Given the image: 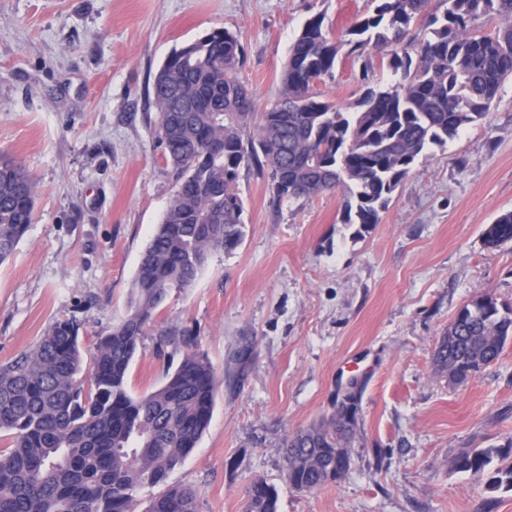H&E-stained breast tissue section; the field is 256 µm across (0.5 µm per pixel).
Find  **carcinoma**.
<instances>
[{"label":"carcinoma","instance_id":"cac0c4a2","mask_svg":"<svg viewBox=\"0 0 512 512\" xmlns=\"http://www.w3.org/2000/svg\"><path fill=\"white\" fill-rule=\"evenodd\" d=\"M374 7L339 39L324 17L303 25L288 51L281 97L255 116L253 92L238 71L246 51L220 28L167 57L153 81L162 156L176 192L145 245L125 316L96 337L85 360L79 323L59 319L37 343L0 364V512H136L145 487L161 491L144 512H197L198 492L169 482L198 446L215 408L220 380L195 350L157 388L134 396L130 367L145 329L173 290L192 286L209 255L237 246L244 224L235 192L239 172L267 173L279 198H312L342 189L344 224L379 223L417 160L482 123L512 76V24L476 33L490 16L512 18V0H446L442 16L429 0H372ZM428 21L430 38L415 52L398 50L407 32ZM382 53L400 78L368 88L351 108L321 98L315 82L343 54L371 68ZM35 186L14 162L0 158V264L13 254L33 220ZM485 245L512 244V211L483 233ZM512 340V307L481 295L456 313L437 342L435 365L455 382L475 376ZM253 343L235 351L225 372L239 380ZM354 439L336 430V413L285 443V477L311 491L336 482L327 473L350 460ZM494 470H489L493 462ZM454 467L488 477L487 489L512 487V439L504 446L460 453ZM244 512H279V493L255 479Z\"/></svg>","mask_w":512,"mask_h":512}]
</instances>
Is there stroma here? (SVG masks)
<instances>
[{
    "mask_svg": "<svg viewBox=\"0 0 512 512\" xmlns=\"http://www.w3.org/2000/svg\"><path fill=\"white\" fill-rule=\"evenodd\" d=\"M371 0H0V155L35 184V219L0 265V364L49 324L76 319L85 356L126 313L140 254L176 186L157 140L154 76L175 50L228 28L247 53L238 77L256 112L279 98L288 48L312 15L333 35ZM373 62L340 58L314 90L349 104L393 83ZM243 239L212 252L142 336L129 390L177 366L187 332L224 374L244 340L255 356L220 386L198 448L171 475L198 512H243L262 477L279 512H512V490L454 469L472 448L512 439V340L463 386L434 360L457 311L489 293L512 305V244L483 232L512 210V80L486 122L432 149L377 224L341 221L342 190L274 196L241 169ZM177 328L166 336L167 328ZM366 384L359 436L338 482L304 492L284 477V443L328 416L350 375Z\"/></svg>",
    "mask_w": 512,
    "mask_h": 512,
    "instance_id": "1",
    "label": "stroma"
}]
</instances>
